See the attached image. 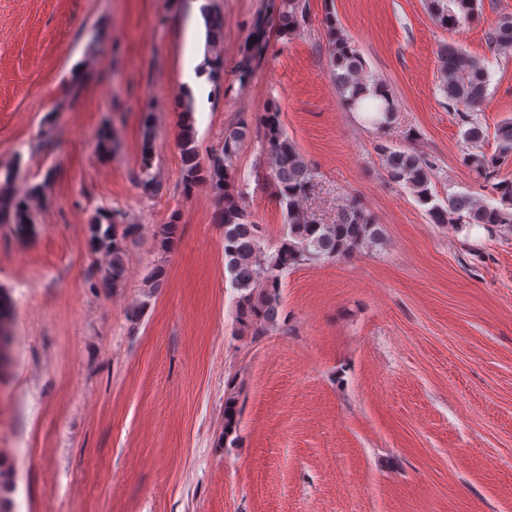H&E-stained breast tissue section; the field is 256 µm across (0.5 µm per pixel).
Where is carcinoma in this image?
<instances>
[{"label": "carcinoma", "instance_id": "cac0c4a2", "mask_svg": "<svg viewBox=\"0 0 512 512\" xmlns=\"http://www.w3.org/2000/svg\"><path fill=\"white\" fill-rule=\"evenodd\" d=\"M430 13L441 27L454 29L470 22L477 9V0H427ZM308 20V0H269L265 13L253 25L246 39L236 69L239 87H245L266 56L269 33L287 38L303 28ZM324 23L329 31L330 80L342 102L352 111L366 96L367 89L383 86L379 80L365 77V61L352 42L337 31L336 19L326 12ZM207 54L203 67L213 84V94L224 90V21L220 13L205 14ZM487 41L496 50L512 49V18H501L487 33ZM438 88L448 102V110L465 126L464 139L477 144L485 138L482 105L486 99L490 74L479 59L468 55L454 44L442 46L438 56ZM185 107L181 111L178 147L184 169L183 192L191 194L201 183L209 185L217 205L216 220L224 227V273L231 287L238 292L237 318L254 336H263L279 325L281 315V276L289 268L309 261L349 258L382 240L381 225L375 223L364 203L352 196L339 210L332 224H321L310 218L303 207L304 200L315 186L316 169L288 138L280 122V113L273 107L250 117H242L224 132L221 147L212 152L208 163L198 159L194 128V99L184 88ZM368 112L381 116L365 120L378 131L395 121L397 105L392 94L383 96L379 106L370 104ZM261 145L268 163V178L280 206L287 215V232L270 251L263 246L259 225L245 204V195L235 180L241 148L250 141ZM494 152H469L462 162L490 184L491 201L476 199L468 192L448 194L444 202L432 192L436 167L427 154L414 144L394 147L383 141L375 145L388 180L410 190L416 202L435 224H496L512 227V180L498 179L500 167L512 161V119L502 121L494 131ZM98 153L112 154L110 129L103 127L95 135ZM154 139L150 125H145L137 181L152 192L157 181L152 172ZM0 181V224L12 226L20 236L34 232L36 211L50 203L48 187L52 171L42 182L18 192L14 187L16 167L2 166ZM114 211L94 214L88 227L91 251L103 258L95 267L97 280L107 288L121 286L126 275L127 242L135 225L124 221L115 224L109 219ZM178 218L162 225L160 247L166 252L178 240ZM241 420L238 392L228 387L224 399V442L235 443Z\"/></svg>", "mask_w": 512, "mask_h": 512}]
</instances>
